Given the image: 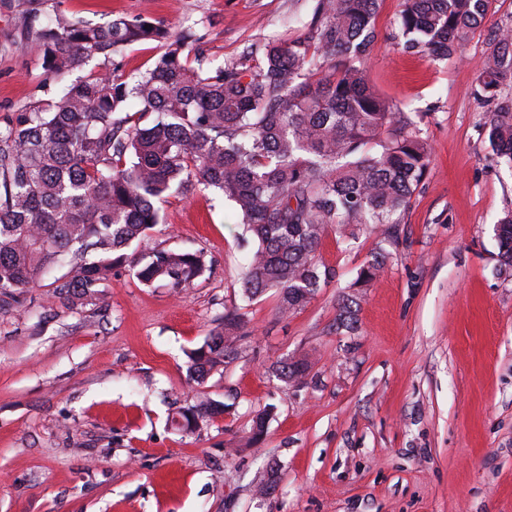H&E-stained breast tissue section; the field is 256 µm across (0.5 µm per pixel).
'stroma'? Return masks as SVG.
<instances>
[{"instance_id": "1", "label": "stroma", "mask_w": 512, "mask_h": 512, "mask_svg": "<svg viewBox=\"0 0 512 512\" xmlns=\"http://www.w3.org/2000/svg\"><path fill=\"white\" fill-rule=\"evenodd\" d=\"M314 0H42L43 13L103 23L146 15L193 32L216 68L266 39L304 37ZM400 0H380L369 84L415 121L428 171L398 223L327 228L319 251L335 276L281 315L268 291L245 301L247 254L230 202L173 195L150 248L203 250L205 273L182 293L114 269L93 303L66 307L52 276L0 303V512H512V271L500 272L494 224L512 209L477 101L476 64L512 0L458 59L398 45ZM41 51L16 0H0V116L51 97ZM390 258L353 289L375 248ZM359 298L354 331L337 330L343 295ZM243 309L237 358L205 387L229 414L187 435L186 353ZM304 359L287 383L278 361ZM271 408L264 438L250 440Z\"/></svg>"}]
</instances>
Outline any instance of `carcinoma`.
Instances as JSON below:
<instances>
[{
    "label": "carcinoma",
    "mask_w": 512,
    "mask_h": 512,
    "mask_svg": "<svg viewBox=\"0 0 512 512\" xmlns=\"http://www.w3.org/2000/svg\"><path fill=\"white\" fill-rule=\"evenodd\" d=\"M377 2L316 0L305 37L271 39L210 69L185 54L190 34L174 37L147 18L93 24L57 11L44 20L33 0H21L25 33L40 44L49 76L82 71L93 58L110 62L135 44L164 52L134 79L116 66L91 71L0 121V296L16 301L39 275L60 270L53 297L91 302L123 264L144 285L189 287L208 268L204 252L126 249L161 223L165 199L212 189L232 203L241 239L252 243L242 296L274 289L282 313L305 306L333 278L317 258L325 228L398 223L429 165L419 129L396 124L394 106L367 82ZM494 2L402 0L400 48L457 58ZM478 83V95L496 101L488 139L512 168V99H498L512 85V27L489 44ZM132 111L154 120L133 125ZM496 230L501 265L511 269L512 210ZM388 258L376 248L352 287L373 281ZM358 306L357 296L342 297L336 328L351 327ZM245 326V314L225 311L224 330L188 352L187 378L200 386L230 363ZM307 370L288 359L276 368L286 383ZM229 409L199 392L171 423L193 434Z\"/></svg>",
    "instance_id": "obj_1"
}]
</instances>
